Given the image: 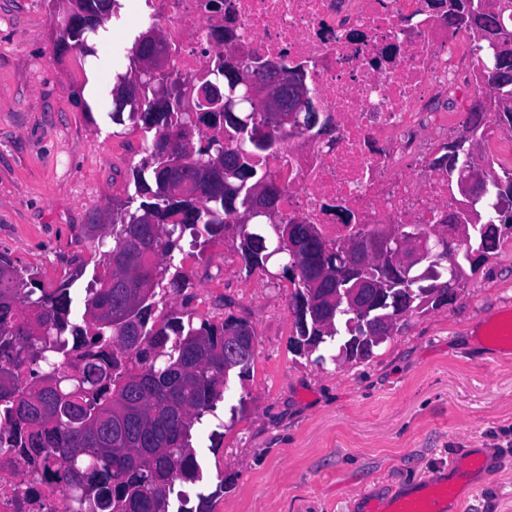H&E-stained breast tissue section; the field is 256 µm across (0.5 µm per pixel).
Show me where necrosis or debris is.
Masks as SVG:
<instances>
[{"label":"necrosis or debris","mask_w":512,"mask_h":512,"mask_svg":"<svg viewBox=\"0 0 512 512\" xmlns=\"http://www.w3.org/2000/svg\"><path fill=\"white\" fill-rule=\"evenodd\" d=\"M164 25L183 81L218 54L284 57L301 68L328 133L292 131L274 161L281 214L321 225L435 227L459 213L437 158L467 115L440 107L479 88L481 53L426 0H124ZM68 488L0 447V512H64Z\"/></svg>","instance_id":"necrosis-or-debris-1"}]
</instances>
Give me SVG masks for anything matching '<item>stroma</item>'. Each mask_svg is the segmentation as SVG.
<instances>
[{"instance_id":"stroma-1","label":"stroma","mask_w":512,"mask_h":512,"mask_svg":"<svg viewBox=\"0 0 512 512\" xmlns=\"http://www.w3.org/2000/svg\"><path fill=\"white\" fill-rule=\"evenodd\" d=\"M148 21L107 19L89 58L55 47L47 0H0V253L54 288L77 267L75 312L99 271L81 225L133 194L140 130L113 123L116 74ZM191 277L167 310L255 332L247 410L218 402L194 445L216 512H372L448 478L454 512H512V353L487 338L512 311V244L499 243L452 304L409 316L367 361L296 354L292 290L246 274L232 243L175 258Z\"/></svg>"}]
</instances>
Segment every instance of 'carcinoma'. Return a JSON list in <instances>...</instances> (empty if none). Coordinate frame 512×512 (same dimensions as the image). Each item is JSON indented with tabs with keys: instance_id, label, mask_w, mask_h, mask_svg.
<instances>
[{
	"instance_id": "carcinoma-1",
	"label": "carcinoma",
	"mask_w": 512,
	"mask_h": 512,
	"mask_svg": "<svg viewBox=\"0 0 512 512\" xmlns=\"http://www.w3.org/2000/svg\"><path fill=\"white\" fill-rule=\"evenodd\" d=\"M432 8L448 9V26L466 31L478 48L486 49L478 91L470 106L466 127L470 139L492 117L493 123L512 131V48L500 40L504 16L512 9L495 0H426ZM85 14L78 22L67 15L54 18L60 35L56 48L86 53L84 34L96 30L100 20L119 7L116 0H77ZM136 37L128 58L129 69L117 75L113 92L112 122L128 120L150 135L144 156L131 168L134 194L112 209V223L97 228V238H112L100 260L103 274L93 275L85 288L84 312H72L71 289L83 275L78 269L47 291L31 275L0 255V423L29 457L40 462L43 473L76 491L69 512H170L176 484L203 480L193 446L196 425L214 412L233 378L245 379L254 351L229 355L226 337L235 335L239 321L220 324L205 318L182 317L176 312L157 315L170 294L189 287L180 270H172L171 257L181 242L204 252L232 239L247 273L267 271L268 261L279 256L282 277L293 285L292 309L295 335L309 337L305 355L314 363L326 361L324 352L340 348L353 332L374 333L377 316L402 318L425 312L418 308L420 293L434 296L431 308L448 304L443 295L462 288L457 260L434 254L424 270H415L411 292L378 296L364 311L342 304L328 324L304 315L307 282L322 278L319 288L327 294L348 287L361 275L339 250L346 240L317 232L288 247L280 226L265 215L245 218L250 191L257 185L280 195L278 175L269 160L278 156L286 129L250 125L239 134L231 112H178L172 104L152 94L142 97L136 110L126 111L131 79L143 59L145 36ZM235 55L214 63L198 86L231 82ZM497 91L498 109L487 106ZM193 146L194 160L205 166L218 152L224 162L239 166L240 179L218 190L209 185L201 169L189 167L191 189L174 192L177 179L165 168L166 152ZM448 170V182L467 168L460 151L448 148L437 160ZM467 212L466 231L474 259H465L474 272L485 254L503 238L512 237V169H502L480 185L470 197H461ZM88 349L112 350V364L98 362L87 353L80 364L64 358L67 339ZM25 364L29 378L19 386L17 366ZM224 492V481L215 491L199 494L195 508L178 512H214L215 497Z\"/></svg>"
}]
</instances>
